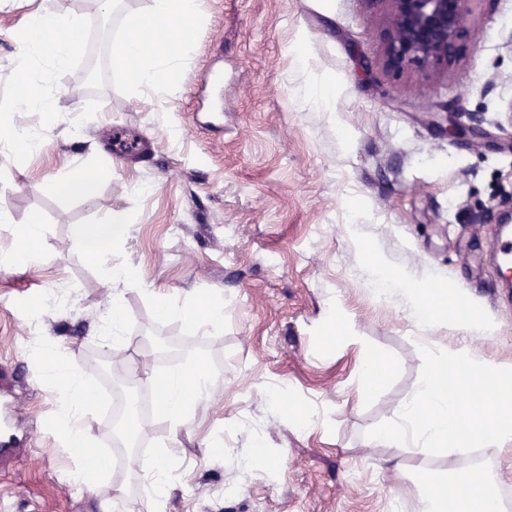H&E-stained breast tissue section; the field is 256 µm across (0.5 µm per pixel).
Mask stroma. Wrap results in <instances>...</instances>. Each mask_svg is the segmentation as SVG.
<instances>
[{
  "label": "stroma",
  "instance_id": "stroma-1",
  "mask_svg": "<svg viewBox=\"0 0 512 512\" xmlns=\"http://www.w3.org/2000/svg\"><path fill=\"white\" fill-rule=\"evenodd\" d=\"M149 4L46 0L83 16L82 47L45 84L54 114L22 117L40 150L0 151V254L32 215L43 225L39 266L0 267V512H107L115 485L140 512L144 464L120 458L106 415L116 383L142 363L162 373L194 357L217 376L213 399L176 433L140 419L141 447L175 452L164 512H394L397 502L417 512L419 456L393 473L383 467L390 448L370 447V435L411 397L431 356L464 344L489 364L512 363V282L498 273L485 219L512 211V0H469L455 63L399 76L383 65L384 12L367 0H203L179 86L141 92L113 72L111 50ZM28 11L25 0L0 5V111L17 93L6 76L20 65ZM321 87L333 105L316 103ZM445 108L466 126L481 112L482 137L441 134ZM120 132L152 153L116 158ZM90 166L112 170L94 197L51 190L59 172ZM115 210L129 232L90 264L71 229ZM373 260L455 289L495 319L496 335L422 325L399 293L378 304ZM112 264L135 267L140 282L124 291L123 342L108 348ZM157 291L176 305L222 293V327L201 335L158 318ZM332 309L355 344L325 342ZM47 338L96 392L85 425L110 457L100 490L68 478L79 461L51 427L64 397L33 354ZM364 351L389 365L368 393ZM291 405L311 413L308 430ZM258 444L266 463L252 467Z\"/></svg>",
  "mask_w": 512,
  "mask_h": 512
}]
</instances>
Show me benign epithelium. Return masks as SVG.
<instances>
[{
	"label": "benign epithelium",
	"instance_id": "obj_1",
	"mask_svg": "<svg viewBox=\"0 0 512 512\" xmlns=\"http://www.w3.org/2000/svg\"><path fill=\"white\" fill-rule=\"evenodd\" d=\"M367 2L385 8L383 61L388 70L424 66L442 72L454 63L457 42L470 25L467 0Z\"/></svg>",
	"mask_w": 512,
	"mask_h": 512
}]
</instances>
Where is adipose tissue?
<instances>
[{
  "label": "adipose tissue",
  "instance_id": "obj_1",
  "mask_svg": "<svg viewBox=\"0 0 512 512\" xmlns=\"http://www.w3.org/2000/svg\"><path fill=\"white\" fill-rule=\"evenodd\" d=\"M200 6L201 0H152L151 9L141 17L139 26L116 40L113 70L130 74L143 91L174 86L180 75L185 35L199 19ZM159 21L167 25L170 43L161 51L147 50L145 36ZM82 28V19L76 14H52L41 6L30 11L21 32L25 64L9 75L19 92L10 111L0 114V146L24 152L40 149L41 137L16 122L15 117L25 112L52 113L54 100L43 87L44 69H59L72 60ZM110 175L107 169H76L58 174L52 187L67 196L90 197ZM128 224L126 213L115 211L105 222L74 225L72 236L86 259L96 264L126 237ZM42 233L39 218L19 225L17 246L0 257V264L37 265L41 254L36 244ZM108 276L111 286L106 294L109 328L105 340L107 345L114 346L123 336V288L137 283L138 278L135 269L128 265L111 267ZM391 280L408 297L413 312L430 323L441 320L443 308L454 297L449 289L434 293L423 288L405 271L393 274ZM156 306L161 317L179 318L196 331L214 330L224 321V304L215 294L181 307L160 296ZM36 354L51 384L66 396L54 426L66 446L82 459L77 479L89 489H98L110 463L86 433L85 418L93 407L94 392L54 343H43ZM158 383L161 395L157 411L175 428L182 425L190 405L207 401L216 389V381L209 372L188 365L159 377ZM478 387L484 390L486 407L475 420H465L461 400ZM371 443L394 449V456L385 459L384 467L398 473L404 468L397 454L401 448L445 450L451 454L468 448H488L498 458L511 455L512 364L487 365L465 348L450 352L443 359H431L418 389L402 405L396 419L373 434ZM462 473L457 467H449L432 488L423 490L419 512H500V487L507 479V471L469 468L464 472L470 484L466 490L458 487V476Z\"/></svg>",
  "mask_w": 512,
  "mask_h": 512
}]
</instances>
